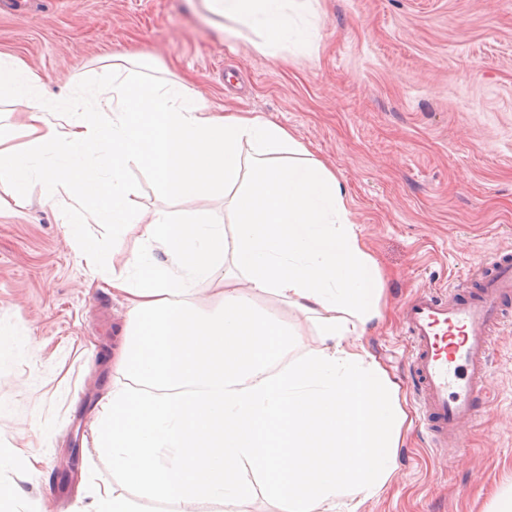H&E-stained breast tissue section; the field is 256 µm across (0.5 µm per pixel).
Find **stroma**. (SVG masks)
Returning <instances> with one entry per match:
<instances>
[{
	"instance_id": "1",
	"label": "stroma",
	"mask_w": 512,
	"mask_h": 512,
	"mask_svg": "<svg viewBox=\"0 0 512 512\" xmlns=\"http://www.w3.org/2000/svg\"><path fill=\"white\" fill-rule=\"evenodd\" d=\"M303 43L273 56L257 35H224L203 0H0V55L23 60L57 96L93 85L101 58L144 52L215 110L257 112L288 127L348 190L351 218L383 276L387 322L367 348L397 382L411 427L388 488L359 512H491L512 485V325L492 353L491 401L466 448H434L410 378L404 309L422 288L472 286L474 264L512 253V0H312ZM146 211L222 202L163 197L131 169ZM28 205L0 210V448L31 443L40 472L0 476L37 512H76L100 397L116 381L125 309L88 288L65 226L63 192L28 186ZM258 306L302 323L290 358L317 348L311 321L271 296Z\"/></svg>"
}]
</instances>
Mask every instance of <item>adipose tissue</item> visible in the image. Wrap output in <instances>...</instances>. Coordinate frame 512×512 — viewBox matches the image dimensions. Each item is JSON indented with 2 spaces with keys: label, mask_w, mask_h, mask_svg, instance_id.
Returning <instances> with one entry per match:
<instances>
[{
  "label": "adipose tissue",
  "mask_w": 512,
  "mask_h": 512,
  "mask_svg": "<svg viewBox=\"0 0 512 512\" xmlns=\"http://www.w3.org/2000/svg\"><path fill=\"white\" fill-rule=\"evenodd\" d=\"M205 2L258 28L263 54L307 37L300 20L310 0ZM102 71L92 104L78 95L52 102L39 73L0 56V105L17 113L26 139L20 147L0 133V209L26 206L28 184L40 181L82 208L72 237L83 239L88 224L137 232L122 270L109 272L95 242L80 252L86 273L127 307L122 379L91 425L94 451L142 496L190 512H240L248 471L278 512H357L390 482L407 415L397 383L362 341L385 317L383 288L345 185L287 127L214 113L142 57L113 56ZM133 165L167 197L224 200L231 229L200 213L145 216L127 178ZM198 280L221 285L217 308L194 300ZM267 295L314 324L319 349L289 359L302 329L258 313L253 300ZM83 495L77 512H132L95 469Z\"/></svg>",
  "instance_id": "adipose-tissue-1"
}]
</instances>
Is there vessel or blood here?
Segmentation results:
<instances>
[{
    "mask_svg": "<svg viewBox=\"0 0 512 512\" xmlns=\"http://www.w3.org/2000/svg\"><path fill=\"white\" fill-rule=\"evenodd\" d=\"M472 296L420 290L405 306L412 368L427 431L440 448L464 447V428L483 412L494 337L512 315V259L483 257Z\"/></svg>",
    "mask_w": 512,
    "mask_h": 512,
    "instance_id": "b4317fda",
    "label": "vessel or blood"
}]
</instances>
